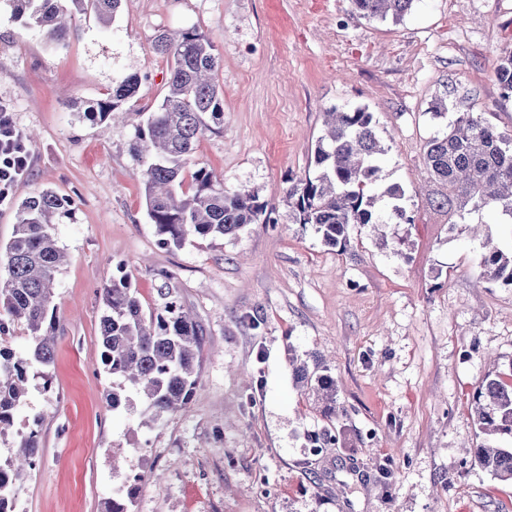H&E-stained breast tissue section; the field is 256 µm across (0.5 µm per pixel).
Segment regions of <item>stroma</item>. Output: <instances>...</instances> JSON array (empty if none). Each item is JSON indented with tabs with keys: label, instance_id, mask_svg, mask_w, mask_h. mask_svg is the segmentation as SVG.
<instances>
[{
	"label": "stroma",
	"instance_id": "obj_1",
	"mask_svg": "<svg viewBox=\"0 0 512 512\" xmlns=\"http://www.w3.org/2000/svg\"><path fill=\"white\" fill-rule=\"evenodd\" d=\"M189 27L213 42L224 91V123L195 158L226 190L258 191L278 221L167 248L130 140L167 92L154 35ZM511 51L512 0H414L397 21L360 18L351 0H125L106 26L75 14L62 46L0 0V102L33 157L15 198L72 201L55 227L69 261L56 281L51 388L31 389L19 412L44 421L18 512H106L128 487L134 512H512V483L471 454L483 439L473 394L512 369V288L482 278L481 238L457 229L493 222L507 249L512 225L437 208L423 161L451 120L432 115L439 98L512 134V97L494 77ZM130 73L141 84L129 123L83 119ZM334 107L372 113L386 149L377 186L404 192L413 221L387 226L388 245L362 229L341 254L288 216L284 193L314 173ZM121 260L144 307L170 272L165 284L204 328L193 396L148 426L113 409L100 359L101 290ZM292 348L327 365L335 420L297 386ZM327 426L341 447L312 454L308 434Z\"/></svg>",
	"mask_w": 512,
	"mask_h": 512
}]
</instances>
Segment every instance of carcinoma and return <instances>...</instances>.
Instances as JSON below:
<instances>
[{
  "instance_id": "carcinoma-1",
  "label": "carcinoma",
  "mask_w": 512,
  "mask_h": 512,
  "mask_svg": "<svg viewBox=\"0 0 512 512\" xmlns=\"http://www.w3.org/2000/svg\"><path fill=\"white\" fill-rule=\"evenodd\" d=\"M14 13L40 27L48 42L65 44L70 30L66 16L92 12L102 23L115 19L124 0H12ZM365 19L392 16L398 20L414 0H351ZM152 51L166 60L168 91L157 111L134 127L130 149L142 170L147 215L159 242L181 247L192 239L238 236L248 225L274 224V208L253 190L224 191L223 179L200 166L186 182L197 142L206 131L224 123V103L216 80L221 58L206 36L194 28L159 31ZM495 77L512 96V51L500 57ZM141 79L132 73L112 86V95L86 108L83 117L104 123L124 118V105L135 97ZM326 132L316 143L317 173L294 182L286 192L293 223L311 226L325 245L345 251L351 230H376L389 224H411L397 186L378 191L381 146L372 113L363 108L326 113ZM424 163L441 188L443 202L459 213L486 210L512 219V135L500 131L477 112H458L448 132L431 139ZM71 201L49 190L18 206L12 235L5 245L0 274V313L22 324L30 343L23 353L0 345V437L13 427L26 402L31 376L50 389L54 362L56 278L66 261L54 234L56 217L70 214ZM482 278L512 288V249L494 248L479 257ZM101 363L112 376V408H136L159 420L181 410L198 384L202 329L172 292L162 288L154 307L144 309L122 263L103 289ZM295 379L304 393L322 402V411L336 413V381L318 359L292 353ZM472 416L488 436L512 440V369L485 379L472 399ZM339 437L324 431L315 440L318 455L335 448ZM17 452L0 460V512H16V493L31 476L38 453V432L18 435ZM474 460L501 481L512 482V448L487 443L474 449ZM131 491L112 498L106 512H132Z\"/></svg>"
}]
</instances>
